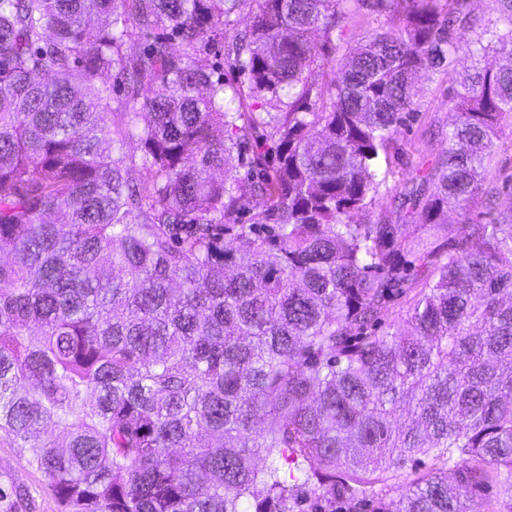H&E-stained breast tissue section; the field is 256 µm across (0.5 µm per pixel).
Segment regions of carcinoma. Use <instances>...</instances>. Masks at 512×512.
I'll use <instances>...</instances> for the list:
<instances>
[{
	"label": "carcinoma",
	"mask_w": 512,
	"mask_h": 512,
	"mask_svg": "<svg viewBox=\"0 0 512 512\" xmlns=\"http://www.w3.org/2000/svg\"><path fill=\"white\" fill-rule=\"evenodd\" d=\"M496 2L491 30L467 0H0V437L60 512H357L390 476L369 512L512 493V224L447 223L512 136ZM364 10L388 25L352 48ZM490 51L509 65L475 62L394 195L415 231L364 223L414 77Z\"/></svg>",
	"instance_id": "obj_1"
}]
</instances>
